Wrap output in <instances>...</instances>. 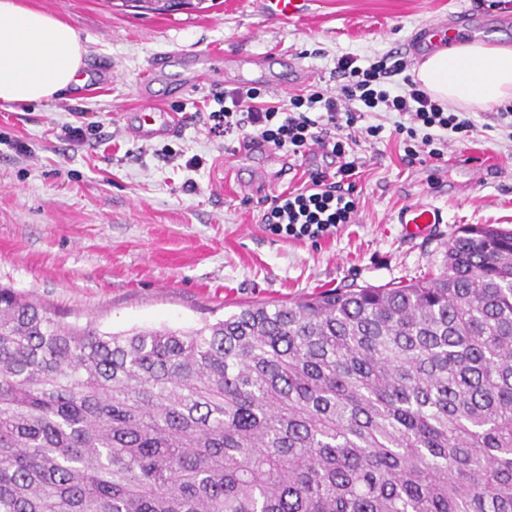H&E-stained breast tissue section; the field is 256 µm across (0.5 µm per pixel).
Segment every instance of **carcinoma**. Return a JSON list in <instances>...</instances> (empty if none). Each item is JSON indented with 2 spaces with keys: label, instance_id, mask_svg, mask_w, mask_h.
Returning <instances> with one entry per match:
<instances>
[{
  "label": "carcinoma",
  "instance_id": "carcinoma-1",
  "mask_svg": "<svg viewBox=\"0 0 512 512\" xmlns=\"http://www.w3.org/2000/svg\"><path fill=\"white\" fill-rule=\"evenodd\" d=\"M0 512H512V229L188 330L0 288Z\"/></svg>",
  "mask_w": 512,
  "mask_h": 512
}]
</instances>
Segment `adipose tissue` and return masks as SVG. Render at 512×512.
Here are the masks:
<instances>
[{"mask_svg": "<svg viewBox=\"0 0 512 512\" xmlns=\"http://www.w3.org/2000/svg\"><path fill=\"white\" fill-rule=\"evenodd\" d=\"M84 53L67 23L0 0V104L41 102L81 85ZM416 78L460 109L505 105L512 102V47L476 42L443 49L418 67Z\"/></svg>", "mask_w": 512, "mask_h": 512, "instance_id": "1", "label": "adipose tissue"}]
</instances>
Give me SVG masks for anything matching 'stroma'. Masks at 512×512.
Instances as JSON below:
<instances>
[{
	"label": "stroma",
	"instance_id": "obj_1",
	"mask_svg": "<svg viewBox=\"0 0 512 512\" xmlns=\"http://www.w3.org/2000/svg\"><path fill=\"white\" fill-rule=\"evenodd\" d=\"M69 24L84 45L85 85L47 101L0 105V287L55 308L61 320L94 321L114 333L190 329L245 304L291 302L327 288L383 286L438 271L466 225L512 227V128L499 107H475L470 131L449 133L440 159L409 161L413 141L397 114L366 122L353 155L354 222L318 240L270 233L267 198L314 171L339 181L340 159L310 150L241 151L210 134L202 115L214 89L189 83L188 61L227 53L298 60L261 90L270 102L322 86L335 91L336 58L374 60L404 51L420 27L458 12L481 15L474 41L512 46L500 25L505 0H313L300 18H268L260 0H213L209 10L154 15L132 0H20ZM165 57L148 74L149 63ZM178 116L175 136L130 139L124 126L141 103ZM79 126L74 141L68 129ZM27 144L19 154L15 141ZM471 154L486 176L464 188L454 153ZM200 166H189L191 157ZM442 210L425 237L406 238L394 217L406 205Z\"/></svg>",
	"mask_w": 512,
	"mask_h": 512
}]
</instances>
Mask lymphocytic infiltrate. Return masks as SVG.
Here are the masks:
<instances>
[{"label":"lymphocytic infiltrate","instance_id":"1","mask_svg":"<svg viewBox=\"0 0 512 512\" xmlns=\"http://www.w3.org/2000/svg\"><path fill=\"white\" fill-rule=\"evenodd\" d=\"M405 58L383 55L361 65L356 56L337 58L333 74L340 79L338 91L313 87L307 93L290 96L287 103H263L262 93L255 87H238L217 95L218 110L209 112L207 125L211 135L224 137L241 134L243 142L268 144L289 154H305L310 145H318L326 154L341 158L342 178L352 177L356 161L347 157V148L356 124L372 112H395L409 117V124H397V131L420 136L421 146L429 157H441L437 142L447 131L461 132L470 128L469 120L445 111L443 105L406 77ZM404 75L399 90L385 89L386 78ZM425 135H418V128ZM263 217L270 231L292 237L319 238L336 225L346 223L356 209L351 190L340 182L327 184L319 192L302 191L293 196H273Z\"/></svg>","mask_w":512,"mask_h":512}]
</instances>
